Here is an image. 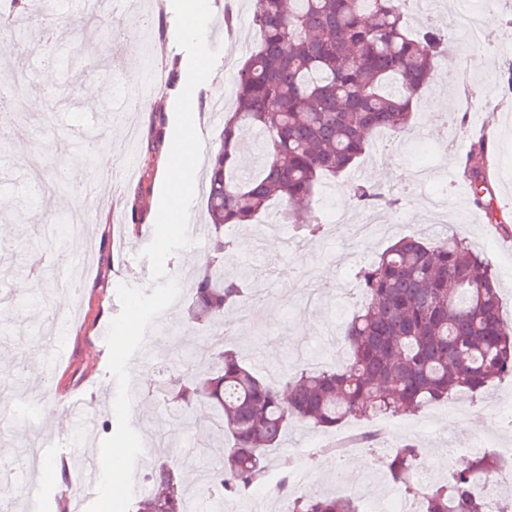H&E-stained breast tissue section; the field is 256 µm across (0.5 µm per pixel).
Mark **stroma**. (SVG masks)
Masks as SVG:
<instances>
[{
  "mask_svg": "<svg viewBox=\"0 0 512 512\" xmlns=\"http://www.w3.org/2000/svg\"><path fill=\"white\" fill-rule=\"evenodd\" d=\"M66 12L82 14L99 9L92 25L98 33L88 44L85 31L41 12L36 13L0 53V63L23 60L18 71L1 75L14 78V94L0 96V401L15 411L0 421V449L18 455L43 430H52L56 449L42 456L28 478L44 482L45 512H64L62 496L75 481L65 466L74 454L99 457L100 443L117 427L112 410L117 386L108 371L109 351L96 336L120 312L116 290L134 282L151 290L150 265L141 252L151 241L163 184V144H150L144 133L154 117H161L166 131H173L175 101L186 77L182 67L186 52L175 40V14L171 0H66ZM210 31L219 45L216 73L224 82L225 110L234 107L233 79L252 53L258 31L253 23L251 0H236L233 26L224 23L225 0H210ZM163 22L165 38L151 36L139 26L143 12ZM493 16L494 29L484 27ZM405 16L412 29L423 21L440 28L448 52L438 60V80L413 103L412 126L417 133L409 142L390 135L374 138L373 149L341 175L322 180L311 214L322 226L319 240L301 242L292 223L282 225V240H258L259 225H244L230 232L240 243L235 265L246 270L258 286L257 305L262 328L245 326L235 309L227 310L222 324L229 334L228 347L277 370L311 360L335 364L328 333H340L365 296L352 280L354 269L368 262L394 239L418 234L428 241L457 233L494 268L503 295V319L512 324V0H409ZM479 27L480 41H472L470 27ZM55 71L53 82H44L46 71ZM160 72L164 80L149 103H139L129 91V74ZM455 101L453 111H443L444 101ZM223 120L206 125V146L196 173L190 213L199 233L196 241L169 256L168 277L177 281L180 297L153 323L155 348L134 356L130 381L139 392L131 419L146 451L141 466L156 461L180 468L188 449H196V462L188 480L200 485L220 465L224 451L211 447L204 431L172 420L164 407L149 397L150 381L171 365L179 354H210L208 332L191 324L185 309L196 273L186 265L188 256L209 252L205 185L210 156L219 145ZM487 137L492 153L490 173L492 211L471 201L463 177L465 157L473 140ZM111 154L114 165L103 172L94 157ZM82 172L83 183L55 190L58 171ZM153 171L149 210L138 234L126 230L124 220L145 171ZM110 181L112 196H85L86 181ZM379 187L393 199V206H375L380 223H387L391 209H399L403 224L368 241L350 238L340 215L359 209L351 195L355 185ZM503 217V226L489 223V215ZM94 243L97 258L83 276L79 299L81 321L69 336L57 339L62 358L42 349L41 336L60 312L55 293L56 271L42 277V304L26 307L20 293L23 270L36 267L47 253L67 258L81 255L85 243ZM77 394L83 411L97 420L92 431L75 435L56 401L57 391ZM462 412L449 413L440 403L416 414H395V443L410 442L422 449L421 464L429 483L447 478L442 458L450 442L474 435L485 436L498 447L512 445V429H489L486 405L512 404V379L495 382L487 391L458 394ZM368 421L349 419L327 432L290 426L281 447L268 452V468L288 469V452L310 448V459L320 478L315 490L334 492L332 462L326 452L336 439L366 432ZM164 433L165 447L153 448L155 433Z\"/></svg>",
  "mask_w": 512,
  "mask_h": 512,
  "instance_id": "1",
  "label": "stroma"
}]
</instances>
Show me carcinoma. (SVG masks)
Instances as JSON below:
<instances>
[{
	"label": "carcinoma",
	"mask_w": 512,
	"mask_h": 512,
	"mask_svg": "<svg viewBox=\"0 0 512 512\" xmlns=\"http://www.w3.org/2000/svg\"><path fill=\"white\" fill-rule=\"evenodd\" d=\"M400 0H253L260 42L234 76L237 106L227 113L205 187L211 249L195 278L189 309L212 325L224 308L250 293L246 272L230 270L238 245L227 230L252 224L270 203L310 204L317 185L352 166L372 136L410 132L412 105L435 80L443 53L439 31H410ZM28 0H0V19L26 12ZM250 126L258 139L239 138ZM254 168L240 171L239 153ZM489 157L482 141L467 156L465 174L475 202L491 193ZM363 205L384 200L360 185ZM356 278L367 295L345 326L348 358L340 368L301 369L279 387L237 351L214 343L204 361H183L152 381L151 398L176 421L201 406L197 425L226 449L227 467L206 489L239 498L267 479V452L290 424L332 429L350 418L418 412L467 391L476 394L512 376V327L487 260L456 235L438 242L404 236ZM393 483L422 497L423 512H486L474 483L500 468L476 452L445 483L421 488L418 452L403 444L386 458ZM155 490L136 495L129 512H187L188 482L161 463ZM289 512H357L355 503L303 493Z\"/></svg>",
	"instance_id": "obj_1"
}]
</instances>
